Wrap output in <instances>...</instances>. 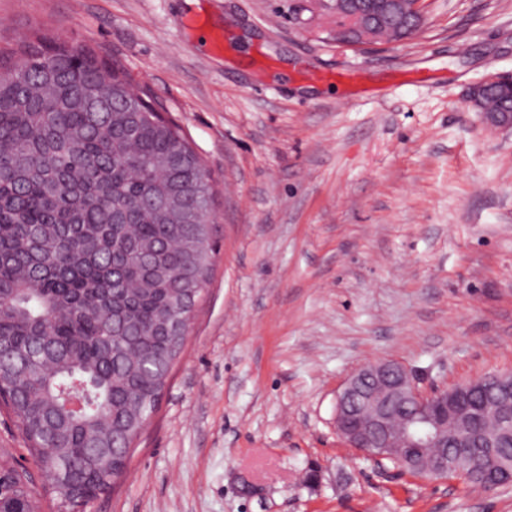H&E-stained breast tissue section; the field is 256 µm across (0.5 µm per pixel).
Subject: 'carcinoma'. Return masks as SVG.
Returning a JSON list of instances; mask_svg holds the SVG:
<instances>
[{"label": "carcinoma", "instance_id": "1", "mask_svg": "<svg viewBox=\"0 0 512 512\" xmlns=\"http://www.w3.org/2000/svg\"><path fill=\"white\" fill-rule=\"evenodd\" d=\"M422 24L386 25L399 41ZM482 112H512L492 84ZM214 194L183 130L92 48L38 37L0 51V407L50 479L56 512L114 489L156 410L185 337L165 322L199 297L213 252ZM500 421L468 426L448 476L487 489L512 462V393ZM8 506L41 512L26 473L0 459Z\"/></svg>", "mask_w": 512, "mask_h": 512}]
</instances>
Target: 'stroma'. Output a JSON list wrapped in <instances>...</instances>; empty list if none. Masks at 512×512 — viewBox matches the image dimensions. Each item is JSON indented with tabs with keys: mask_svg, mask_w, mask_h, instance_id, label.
<instances>
[{
	"mask_svg": "<svg viewBox=\"0 0 512 512\" xmlns=\"http://www.w3.org/2000/svg\"><path fill=\"white\" fill-rule=\"evenodd\" d=\"M292 2L0 0V47L47 35L120 61L216 192L184 348L86 512H512V487L378 467L333 426L368 363L426 391L512 372V132L462 104L512 75V0H422L418 37L362 45L299 30ZM0 448L51 505L4 414Z\"/></svg>",
	"mask_w": 512,
	"mask_h": 512,
	"instance_id": "obj_1",
	"label": "stroma"
}]
</instances>
